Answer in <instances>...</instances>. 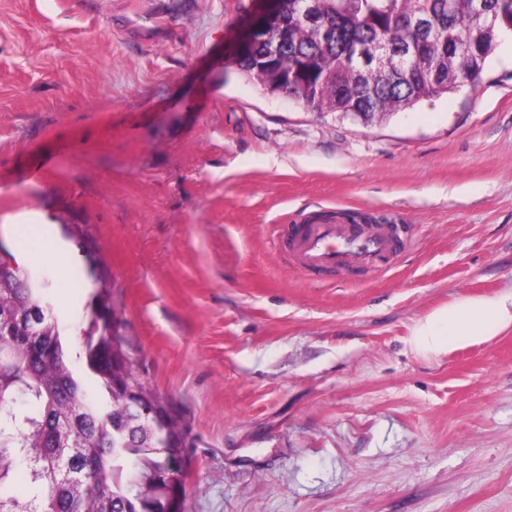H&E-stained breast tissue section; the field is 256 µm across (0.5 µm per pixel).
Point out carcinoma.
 I'll return each mask as SVG.
<instances>
[{"label": "carcinoma", "instance_id": "carcinoma-1", "mask_svg": "<svg viewBox=\"0 0 512 512\" xmlns=\"http://www.w3.org/2000/svg\"><path fill=\"white\" fill-rule=\"evenodd\" d=\"M281 0L263 47L238 54L239 70L313 112L365 125L456 88L477 86L512 29V0H484L496 27L469 24L471 0ZM4 261L0 259V266ZM6 265V264H4ZM0 275V512H164L160 490L179 452L180 423L128 362L109 289L90 296L73 333L19 264ZM42 335L25 336V317ZM24 474L26 491L14 489Z\"/></svg>", "mask_w": 512, "mask_h": 512}]
</instances>
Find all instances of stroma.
I'll list each match as a JSON object with an SVG mask.
<instances>
[{"mask_svg":"<svg viewBox=\"0 0 512 512\" xmlns=\"http://www.w3.org/2000/svg\"><path fill=\"white\" fill-rule=\"evenodd\" d=\"M264 8L0 0V246L71 324L111 288L188 433L185 512H512V329L409 343L512 291V38L477 87L365 126L241 73ZM352 212L408 229L389 271L316 278L273 242ZM510 326L512 291L466 299L435 310L416 323L411 344L420 353L439 355L490 341Z\"/></svg>","mask_w":512,"mask_h":512,"instance_id":"obj_1","label":"stroma"}]
</instances>
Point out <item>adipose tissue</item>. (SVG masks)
Listing matches in <instances>:
<instances>
[{"instance_id": "1", "label": "adipose tissue", "mask_w": 512, "mask_h": 512, "mask_svg": "<svg viewBox=\"0 0 512 512\" xmlns=\"http://www.w3.org/2000/svg\"><path fill=\"white\" fill-rule=\"evenodd\" d=\"M512 327V291L459 301L419 320L412 346L423 354H442L490 341Z\"/></svg>"}]
</instances>
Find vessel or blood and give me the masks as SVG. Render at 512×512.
Segmentation results:
<instances>
[{
  "label": "vessel or blood",
  "instance_id": "vessel-or-blood-1",
  "mask_svg": "<svg viewBox=\"0 0 512 512\" xmlns=\"http://www.w3.org/2000/svg\"><path fill=\"white\" fill-rule=\"evenodd\" d=\"M280 236L290 243L297 266L309 273L380 267L397 250L396 237L378 224H285Z\"/></svg>",
  "mask_w": 512,
  "mask_h": 512
}]
</instances>
